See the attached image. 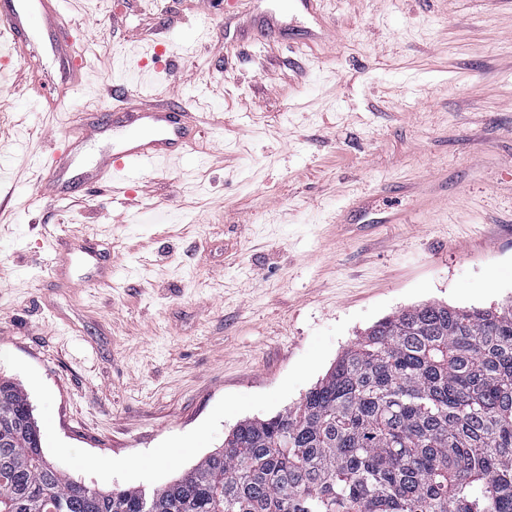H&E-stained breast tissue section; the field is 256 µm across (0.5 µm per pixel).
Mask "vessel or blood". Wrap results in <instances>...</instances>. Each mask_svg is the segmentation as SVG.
Returning <instances> with one entry per match:
<instances>
[{"label": "vessel or blood", "instance_id": "vessel-or-blood-1", "mask_svg": "<svg viewBox=\"0 0 512 512\" xmlns=\"http://www.w3.org/2000/svg\"><path fill=\"white\" fill-rule=\"evenodd\" d=\"M61 16V0H0V26L9 32L12 45H24L32 38H39L43 48L58 61L61 80L67 90L76 93L82 89L80 78L85 63ZM129 97V92L113 91L116 106L105 113L102 125L80 131L73 136L68 148L48 156L46 166L51 177L46 195L51 201L67 199L98 182H126L191 147L195 133L175 103L169 101L127 112L123 104ZM105 125L124 133L122 146L95 161L90 169L71 172L72 151L100 134Z\"/></svg>", "mask_w": 512, "mask_h": 512}]
</instances>
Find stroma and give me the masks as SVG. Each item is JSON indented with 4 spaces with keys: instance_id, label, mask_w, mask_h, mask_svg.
Instances as JSON below:
<instances>
[{
    "instance_id": "obj_1",
    "label": "stroma",
    "mask_w": 512,
    "mask_h": 512,
    "mask_svg": "<svg viewBox=\"0 0 512 512\" xmlns=\"http://www.w3.org/2000/svg\"><path fill=\"white\" fill-rule=\"evenodd\" d=\"M263 4L290 29L253 0H64L87 68L60 109L50 57L0 53V376L87 486L170 483L397 311L512 303V0H317L322 40ZM116 85L176 101L192 149L46 203V153Z\"/></svg>"
}]
</instances>
